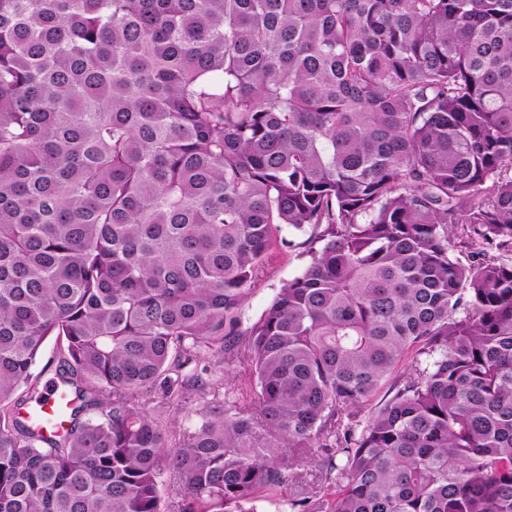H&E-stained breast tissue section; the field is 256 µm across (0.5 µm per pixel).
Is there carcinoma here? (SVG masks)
<instances>
[{
  "label": "carcinoma",
  "instance_id": "carcinoma-1",
  "mask_svg": "<svg viewBox=\"0 0 512 512\" xmlns=\"http://www.w3.org/2000/svg\"><path fill=\"white\" fill-rule=\"evenodd\" d=\"M285 228L309 262L245 326ZM236 362L254 406L169 445L146 405ZM166 485L173 512H512V0H0V512H164ZM59 340L56 336H50L42 347L40 358L33 368L32 384L40 391L44 383L54 377L56 355L58 353ZM69 400L66 392L52 383L40 402L25 405L24 412L27 413L31 422L37 427H61L67 426V417L64 414Z\"/></svg>",
  "mask_w": 512,
  "mask_h": 512
}]
</instances>
